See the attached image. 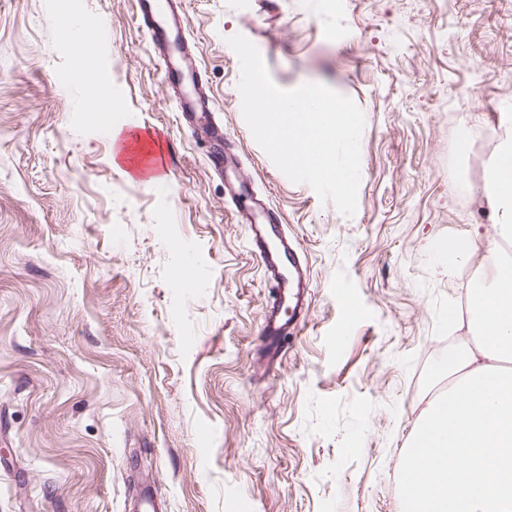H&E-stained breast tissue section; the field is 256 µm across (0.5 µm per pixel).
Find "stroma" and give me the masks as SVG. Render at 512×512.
Here are the masks:
<instances>
[{
    "label": "stroma",
    "instance_id": "35a3bbf8",
    "mask_svg": "<svg viewBox=\"0 0 512 512\" xmlns=\"http://www.w3.org/2000/svg\"><path fill=\"white\" fill-rule=\"evenodd\" d=\"M223 133L186 125L136 0H0V512H402L397 478L467 334L497 242L484 178L512 104V0H183ZM102 29L99 77L81 30ZM244 35L277 86L320 83L365 115L355 216L291 182L236 98ZM114 128L158 133L149 187ZM237 185L238 202L228 198ZM302 251L306 324L267 365L271 293L242 209ZM478 234L449 264L435 246ZM455 321H448V311Z\"/></svg>",
    "mask_w": 512,
    "mask_h": 512
}]
</instances>
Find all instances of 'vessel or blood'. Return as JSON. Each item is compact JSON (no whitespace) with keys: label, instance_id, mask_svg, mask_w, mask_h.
Here are the masks:
<instances>
[{"label":"vessel or blood","instance_id":"1","mask_svg":"<svg viewBox=\"0 0 512 512\" xmlns=\"http://www.w3.org/2000/svg\"><path fill=\"white\" fill-rule=\"evenodd\" d=\"M143 24L152 43L165 55L167 82L181 88L178 110L184 121L192 126L210 121L207 100L201 93L203 74L184 66L188 44L187 27L175 0H137ZM251 247L259 257L271 285L273 303L263 318L264 334L271 345L281 337L300 332L304 291L292 288L291 282L299 269L298 252L291 247L281 228V217L268 212L265 223L252 229Z\"/></svg>","mask_w":512,"mask_h":512}]
</instances>
